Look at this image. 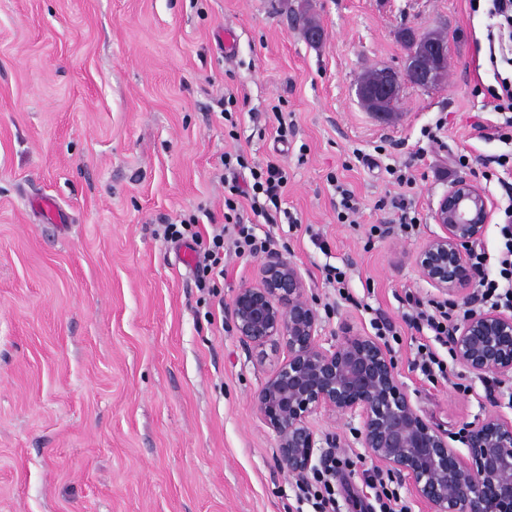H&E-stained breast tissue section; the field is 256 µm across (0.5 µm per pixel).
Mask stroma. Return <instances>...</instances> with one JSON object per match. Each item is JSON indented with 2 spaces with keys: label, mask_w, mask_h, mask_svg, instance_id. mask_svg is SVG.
<instances>
[{
  "label": "stroma",
  "mask_w": 512,
  "mask_h": 512,
  "mask_svg": "<svg viewBox=\"0 0 512 512\" xmlns=\"http://www.w3.org/2000/svg\"><path fill=\"white\" fill-rule=\"evenodd\" d=\"M305 17L321 43L305 39ZM487 23L468 0H0V512H299L254 404L279 356L247 350L230 319L260 261L228 257L210 318L184 245L161 234L201 206L200 230L223 223L227 151L286 169L282 206L300 223L256 232L301 268L323 336L372 335L382 314L426 422L452 436L494 410L512 418L460 367L432 382L412 371L401 319L406 294L436 295L414 257L438 230L450 156L506 150L480 95L494 82ZM403 27L447 38L448 79L405 86L380 120L356 86L402 65ZM229 93L230 122L217 104ZM405 167L421 223L373 235L392 218L376 204ZM338 183L361 203L359 226L336 219ZM328 265L347 271L350 299L325 284ZM313 423L355 459L348 480L364 487L376 463L348 420Z\"/></svg>",
  "instance_id": "35a3bbf8"
}]
</instances>
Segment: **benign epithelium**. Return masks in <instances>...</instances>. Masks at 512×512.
<instances>
[{
	"instance_id": "obj_1",
	"label": "benign epithelium",
	"mask_w": 512,
	"mask_h": 512,
	"mask_svg": "<svg viewBox=\"0 0 512 512\" xmlns=\"http://www.w3.org/2000/svg\"><path fill=\"white\" fill-rule=\"evenodd\" d=\"M403 41L421 47L400 71L356 88L379 117L395 105L402 83L438 87L446 75L447 41L405 29ZM497 207L474 179L455 180L434 211L440 232L415 258L421 277L438 293L471 295L466 248L484 236ZM237 337L261 354L286 350L258 391L255 404L276 437L279 468L297 477L319 465L334 436L316 429V416L357 419L356 437L380 466L408 484L428 512H512V420L491 412L463 427L461 457L447 436L419 414L400 382L395 357L379 338L322 336V318L300 268L277 253L261 261L260 280L241 288L230 309ZM455 364L476 377L512 373V309L474 308L452 337Z\"/></svg>"
}]
</instances>
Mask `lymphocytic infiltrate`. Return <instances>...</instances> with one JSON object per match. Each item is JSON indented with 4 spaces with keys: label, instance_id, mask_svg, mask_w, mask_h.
<instances>
[{
    "label": "lymphocytic infiltrate",
    "instance_id": "f902f5d3",
    "mask_svg": "<svg viewBox=\"0 0 512 512\" xmlns=\"http://www.w3.org/2000/svg\"><path fill=\"white\" fill-rule=\"evenodd\" d=\"M470 11H484L490 20L487 27L488 60L495 69V82L487 86L484 97L493 112L500 115L494 130L499 142L508 150L497 156L501 168L512 167V0H469ZM230 177L224 182V221L213 225L211 231L201 232L199 217L183 219L164 225L163 236L170 241L191 242L196 255L193 268L195 283L199 290L211 297H218L217 282L224 276V257L256 258L271 252L275 245L272 234L257 236L253 224L245 223L240 209L249 205L254 216L265 223H274V210L280 209L284 188L288 182L285 169L270 162L266 166L250 165L243 152H227L221 158ZM402 191L381 199L379 209H387L400 230L414 229L418 213L408 191L416 178L405 171L396 177ZM504 238L497 256H490L484 246H476L467 253V261L477 275L475 302L492 308H512V226L503 225ZM407 307L401 313L404 324L415 333L424 336V343L416 347L411 362L413 370L427 379L447 378L448 368L436 352V345H448L449 338L457 326L467 318L471 305L446 299L423 300L407 296ZM474 302V303H475ZM340 472L337 452H330L323 471L313 481L299 484V501L309 504L312 512H340L337 498L336 477ZM373 490V502L369 512H412L410 502L402 495L401 486L381 471H374L367 479Z\"/></svg>",
    "mask_w": 512,
    "mask_h": 512
}]
</instances>
